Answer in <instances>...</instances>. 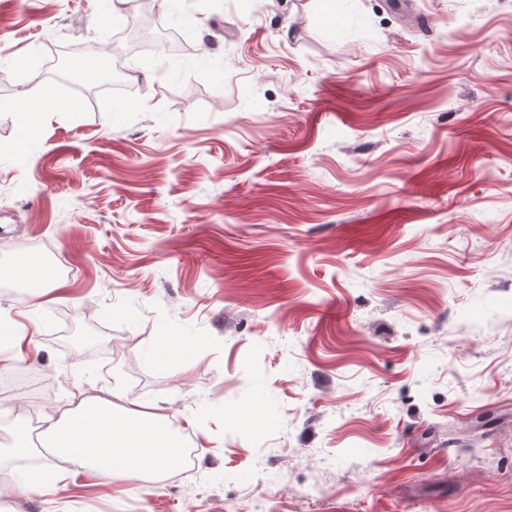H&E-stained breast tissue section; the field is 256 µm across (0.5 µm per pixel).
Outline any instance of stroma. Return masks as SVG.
<instances>
[{
    "label": "stroma",
    "instance_id": "obj_1",
    "mask_svg": "<svg viewBox=\"0 0 512 512\" xmlns=\"http://www.w3.org/2000/svg\"><path fill=\"white\" fill-rule=\"evenodd\" d=\"M0 0V278L40 394L162 408L156 486L65 472L0 512H512V0ZM95 50L97 92L55 80ZM51 95L54 107L43 105ZM31 115L20 125L17 113ZM51 273L54 274V271L51 270ZM8 274L17 281L28 283L34 294H41L46 289L58 288L60 285V280L56 275L47 272L34 273L30 266L22 262L14 263Z\"/></svg>",
    "mask_w": 512,
    "mask_h": 512
}]
</instances>
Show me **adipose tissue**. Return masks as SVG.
<instances>
[{
    "instance_id": "adipose-tissue-1",
    "label": "adipose tissue",
    "mask_w": 512,
    "mask_h": 512,
    "mask_svg": "<svg viewBox=\"0 0 512 512\" xmlns=\"http://www.w3.org/2000/svg\"><path fill=\"white\" fill-rule=\"evenodd\" d=\"M43 440L54 460L38 483L52 492L58 480L56 463L73 469L138 477L166 471L181 456L184 438L169 417L156 412L116 414L109 398L84 399L78 410L43 416Z\"/></svg>"
}]
</instances>
